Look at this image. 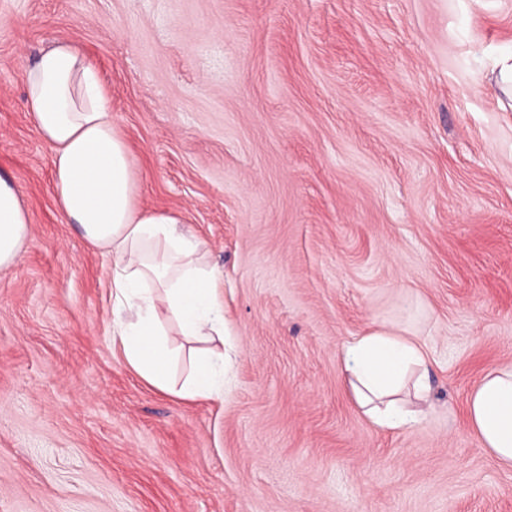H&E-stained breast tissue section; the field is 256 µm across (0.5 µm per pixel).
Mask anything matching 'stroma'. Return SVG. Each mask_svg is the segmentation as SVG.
I'll return each mask as SVG.
<instances>
[{
    "instance_id": "stroma-1",
    "label": "stroma",
    "mask_w": 512,
    "mask_h": 512,
    "mask_svg": "<svg viewBox=\"0 0 512 512\" xmlns=\"http://www.w3.org/2000/svg\"><path fill=\"white\" fill-rule=\"evenodd\" d=\"M96 67L138 202L224 274L231 382L125 363L110 258L59 211L23 69ZM512 0H0V170L30 236L0 270V512H512L466 399L512 363ZM416 333L432 403L387 430L344 342Z\"/></svg>"
}]
</instances>
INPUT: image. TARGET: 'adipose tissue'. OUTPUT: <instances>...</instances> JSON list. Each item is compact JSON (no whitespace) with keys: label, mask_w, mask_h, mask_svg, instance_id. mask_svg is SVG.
<instances>
[{"label":"adipose tissue","mask_w":512,"mask_h":512,"mask_svg":"<svg viewBox=\"0 0 512 512\" xmlns=\"http://www.w3.org/2000/svg\"><path fill=\"white\" fill-rule=\"evenodd\" d=\"M26 108L51 150L56 203L84 239L112 258V339L126 364L151 386L187 399L223 395L224 356L212 349L227 330L223 273L203 263V240L184 233L177 214L139 206V185L96 68L65 44L43 51L24 71ZM30 214L13 178L0 173V269L28 237ZM198 342L190 377L173 389L178 354L167 323ZM355 402L379 427L417 423L430 402L426 356L411 330L369 327L343 349ZM479 446L512 468V364L489 370L467 400Z\"/></svg>","instance_id":"adipose-tissue-1"}]
</instances>
